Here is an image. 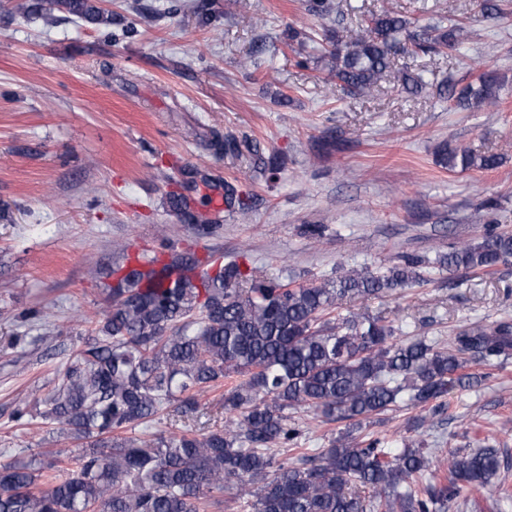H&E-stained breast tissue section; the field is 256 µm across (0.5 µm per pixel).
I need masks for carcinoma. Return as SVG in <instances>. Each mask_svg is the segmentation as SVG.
Wrapping results in <instances>:
<instances>
[{
  "mask_svg": "<svg viewBox=\"0 0 512 512\" xmlns=\"http://www.w3.org/2000/svg\"><path fill=\"white\" fill-rule=\"evenodd\" d=\"M56 7L90 24H112L94 0L14 5L45 21ZM467 39L458 24L412 30L386 9L365 26L325 37L323 60L329 78L369 96L395 72L396 54L429 55ZM395 73L406 92L422 89V76L411 68ZM448 100L495 108L499 95L483 75L460 89L448 82ZM438 156L450 172L499 165L493 153L450 142ZM170 204L184 223H195L182 196L171 195ZM511 261L512 231L491 229L481 241L460 242L433 259L406 255L334 280H279L234 260L199 272L198 260L185 254L120 269L105 288L109 306L94 334L73 355L60 386L41 400L39 416L86 447L74 456L60 451L47 463L34 457L0 464V512H207L227 489L254 499V512H445L469 488L506 499L495 448L449 451L448 475L425 484V449L406 444L393 453L348 433L310 454L289 411L309 408L355 431L402 401L422 405L454 386H474V376L460 373L467 357L477 353L490 365L508 360L512 318L465 325L445 348L423 337L397 338L382 315L342 317L337 309L348 298L390 296L420 282L428 268L488 274ZM234 376L218 400L222 428L127 435L161 421L171 406L183 416L199 413V397ZM275 447L293 456L279 459Z\"/></svg>",
  "mask_w": 512,
  "mask_h": 512,
  "instance_id": "1",
  "label": "carcinoma"
}]
</instances>
